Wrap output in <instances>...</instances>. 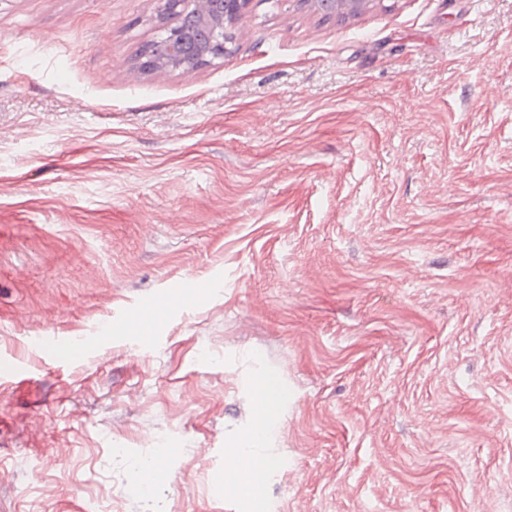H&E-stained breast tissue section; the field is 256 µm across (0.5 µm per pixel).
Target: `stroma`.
Segmentation results:
<instances>
[{"label":"stroma","instance_id":"1","mask_svg":"<svg viewBox=\"0 0 512 512\" xmlns=\"http://www.w3.org/2000/svg\"><path fill=\"white\" fill-rule=\"evenodd\" d=\"M158 9L0 0V512H254L268 377L263 512H512V0H250L145 74ZM211 8L219 17L213 26V38L208 44L200 47L196 57L198 66L210 64L214 60L224 59L232 53L233 33L236 25L243 18L250 0H212ZM299 9L315 14L331 15L336 13L349 16H358L366 11L372 0H295ZM331 16H323V20H329ZM259 391L262 406L253 428L238 448L226 450L225 464V473L228 477H235L238 480L239 493L253 502L254 506L259 499L267 472V465L261 463L266 457L263 448L274 429L277 417L274 383L270 379H263ZM242 459H248L250 465L241 470L238 463Z\"/></svg>","mask_w":512,"mask_h":512}]
</instances>
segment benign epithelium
<instances>
[{
  "label": "benign epithelium",
  "instance_id": "1",
  "mask_svg": "<svg viewBox=\"0 0 512 512\" xmlns=\"http://www.w3.org/2000/svg\"><path fill=\"white\" fill-rule=\"evenodd\" d=\"M299 9L315 14H343L358 16L366 11L372 0H295ZM205 0H161L157 16L159 38L150 42L144 53L139 57V65L147 70L163 65L175 71L185 68L190 57L187 38L177 28L169 24V18L175 17L182 10L197 8ZM249 0H213L212 9L219 17L213 26V38L208 44L200 47L196 64L201 66L224 58L232 53L233 38L230 33L243 18Z\"/></svg>",
  "mask_w": 512,
  "mask_h": 512
}]
</instances>
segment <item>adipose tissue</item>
<instances>
[{"label":"adipose tissue","instance_id":"obj_1","mask_svg":"<svg viewBox=\"0 0 512 512\" xmlns=\"http://www.w3.org/2000/svg\"><path fill=\"white\" fill-rule=\"evenodd\" d=\"M259 391L262 406L253 428L239 447L227 449L225 464L227 475L237 479L240 493L253 502L258 501L264 484L267 467L263 463L265 457L263 448L275 426L277 417L274 383L270 379H263L259 385ZM243 459L249 460L248 468H239L238 463Z\"/></svg>","mask_w":512,"mask_h":512}]
</instances>
